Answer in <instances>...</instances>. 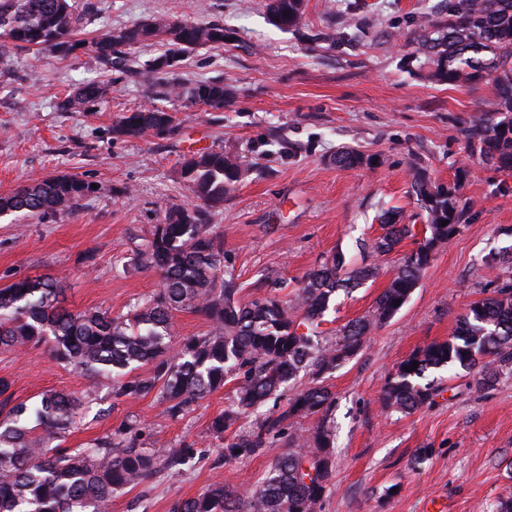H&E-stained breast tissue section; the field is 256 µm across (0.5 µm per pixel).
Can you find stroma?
<instances>
[{
    "label": "stroma",
    "mask_w": 512,
    "mask_h": 512,
    "mask_svg": "<svg viewBox=\"0 0 512 512\" xmlns=\"http://www.w3.org/2000/svg\"><path fill=\"white\" fill-rule=\"evenodd\" d=\"M434 2L305 0L302 25L283 32L268 23L260 0H95L97 11L78 39L159 15L224 24L223 47L197 50L180 68L194 83L223 81V111L172 99L166 108L180 128L163 138L127 139L112 131L124 113L146 103L144 76L104 70L82 48L64 59L1 53L0 195L57 174L78 176L98 191L69 214L0 217V287L52 276L71 309L115 317L149 299L159 276L139 264L138 252L171 204L191 200L179 167L195 147L188 133L199 127L202 147L242 153L251 165L211 225L240 299H252L260 283L294 298L311 270L341 252L378 266L380 275L337 291L321 328L330 337L368 315L414 244L403 241L379 256L359 249L358 241L381 234L388 211L399 223L422 225L423 211L407 193L414 172L451 184L464 156L459 123L491 95L490 85L431 83L405 65ZM327 31L335 32V45L321 41ZM84 82L109 85L107 98L81 112L59 111V99ZM342 147L372 157L373 165L330 163ZM471 166L461 190L467 224L438 250L407 303L327 380L336 396V448L332 489L317 512H493L498 498L512 492V373L482 387L458 367L430 372L442 393L412 413L382 400L386 379L404 359L448 340L471 304L491 296L500 283L498 258L512 255V175L477 158ZM0 377L22 401L49 390L79 396L87 386L45 344L0 351ZM233 397L232 384H225L174 418L157 394L117 400L104 380L67 444L79 447L137 417L160 449L198 448L194 466L115 493L108 512H171L174 502L217 482L246 496L261 486L279 451L217 466L222 443L208 425Z\"/></svg>",
    "instance_id": "1"
}]
</instances>
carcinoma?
I'll return each instance as SVG.
<instances>
[{"label":"carcinoma","instance_id":"cac0c4a2","mask_svg":"<svg viewBox=\"0 0 512 512\" xmlns=\"http://www.w3.org/2000/svg\"><path fill=\"white\" fill-rule=\"evenodd\" d=\"M271 25L293 30L302 22L304 0H263ZM86 0H0V47L48 52L65 58L84 46L104 68L121 66L151 76L147 106L124 113L113 127L128 138H160L174 132L175 116L162 102L186 97L215 112L224 110V82L188 83L177 73L179 63L203 48L224 47V23L154 18L111 31L90 42L74 39L85 15ZM437 36L426 20L418 48L426 56L424 78L449 85L489 83L492 95L485 110L463 123L467 155L512 173V0H438ZM153 41L165 51L140 69L131 50ZM107 88L85 83L58 103L61 112H76L100 101ZM331 162L360 168L372 159L354 149L336 151ZM249 172L243 156L228 151H198L183 158L180 174L196 203L174 204L153 225L140 252L144 266L160 276L161 288L124 317L106 312L70 311L60 306V289L50 278H20L0 288V348L24 350L50 345L59 361L73 366L89 381L83 397L49 391L36 403L18 401L10 382L0 378V512H102L112 494L146 486L162 471L180 473L196 463L191 444L164 452L147 445L137 420L80 448L66 446L81 409L95 400L102 379H112L116 398H139L156 392L177 417L210 393L234 382V401L210 421V435L224 441L227 464L281 445L280 454L262 486L244 498L218 482L197 496L178 500L172 512H315L329 492L336 399L326 375L356 355L370 331L384 324L406 303L435 253L460 231L466 209L459 189L471 176L469 164L455 168L448 186L431 182L418 171L410 195L424 210L425 230L415 248L395 266L372 312L323 338L321 325L339 287L357 288L379 275L375 265L349 268L338 253L323 261L303 281L293 305L276 295L249 302L237 298L239 288L224 272V249L210 232L213 210L224 203L229 186ZM95 193L92 183L74 175L33 177L0 196V214L23 212L35 217L74 211ZM447 225H442V222ZM414 225L384 217L383 234L370 245L387 255ZM189 308L208 324L200 336L172 346L173 313ZM414 371H404L412 363ZM459 366L489 385L505 368L512 369V263L503 262L502 282L490 297L474 302L453 336L432 342L402 361L383 386V401L402 412L432 403L438 388L426 373ZM148 368L141 375L138 370ZM306 385L289 393L299 375ZM288 396L284 406L265 409L270 400ZM259 415L252 431L226 436L239 416ZM310 418L316 426L304 437L290 432L291 419Z\"/></svg>","mask_w":512,"mask_h":512}]
</instances>
